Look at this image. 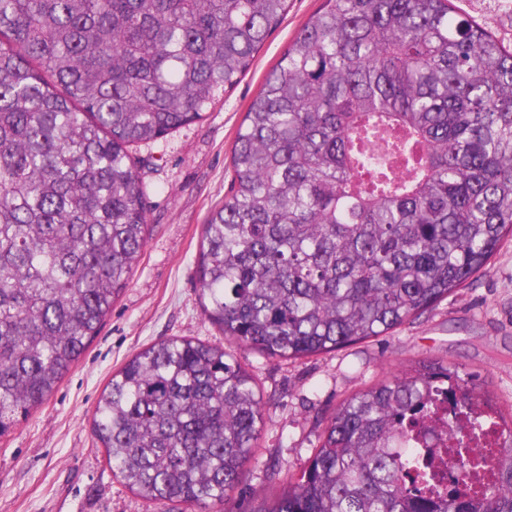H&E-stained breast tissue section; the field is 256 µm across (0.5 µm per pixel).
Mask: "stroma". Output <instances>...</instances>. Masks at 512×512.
<instances>
[{"mask_svg": "<svg viewBox=\"0 0 512 512\" xmlns=\"http://www.w3.org/2000/svg\"><path fill=\"white\" fill-rule=\"evenodd\" d=\"M458 13L512 43V0H454ZM323 0H288L281 25L251 70L204 120L158 140L147 151L150 236L125 291L99 335L49 399L0 437V512H169L126 488L95 444L91 421L98 398L127 360L170 336L221 345L205 322L195 277L201 229L233 177L236 131L266 75ZM435 359L478 377L479 392L512 412V237L487 274L456 290L389 335L338 353L298 360L249 355L268 418L261 452L231 493L264 491L271 468L295 476L319 444L327 418L350 395L398 367Z\"/></svg>", "mask_w": 512, "mask_h": 512, "instance_id": "35a3bbf8", "label": "stroma"}]
</instances>
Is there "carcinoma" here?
<instances>
[{
	"label": "carcinoma",
	"mask_w": 512,
	"mask_h": 512,
	"mask_svg": "<svg viewBox=\"0 0 512 512\" xmlns=\"http://www.w3.org/2000/svg\"><path fill=\"white\" fill-rule=\"evenodd\" d=\"M288 0H0V436L43 405L129 285L149 236L135 151L206 117ZM233 178L202 227L205 319L242 352L299 359L384 336L485 272L512 237V46L452 0H324L237 131ZM427 360L352 394L307 467L230 505L266 406L237 354L187 337L112 374L91 432L122 483L206 512H512V427L429 473Z\"/></svg>",
	"instance_id": "carcinoma-1"
}]
</instances>
